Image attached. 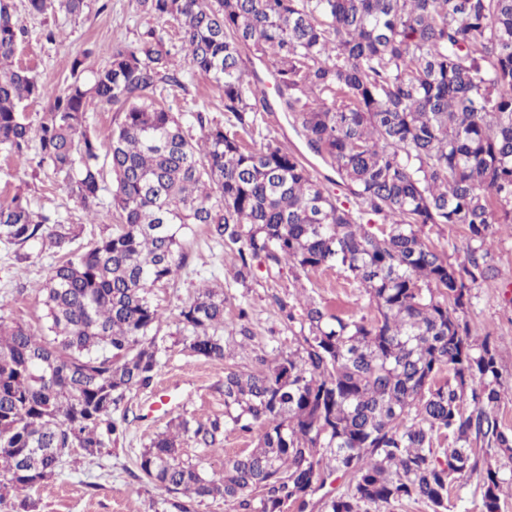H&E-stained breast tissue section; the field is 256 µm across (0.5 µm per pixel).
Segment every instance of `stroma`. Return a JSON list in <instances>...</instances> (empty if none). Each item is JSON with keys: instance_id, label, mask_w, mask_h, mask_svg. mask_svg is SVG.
Instances as JSON below:
<instances>
[{"instance_id": "obj_1", "label": "stroma", "mask_w": 512, "mask_h": 512, "mask_svg": "<svg viewBox=\"0 0 512 512\" xmlns=\"http://www.w3.org/2000/svg\"><path fill=\"white\" fill-rule=\"evenodd\" d=\"M11 3L21 32L15 62L51 87L69 80L71 60L85 49H93L88 64L96 67L104 61V48L135 45L147 26H154L165 38L175 36L172 23L143 17L136 0H87L83 14L77 17L60 13L34 15L27 8V0ZM49 30L55 33L51 42L45 38ZM165 96L171 112L180 116L202 110L215 122L223 124L228 120L221 90L204 77L187 78L184 87L168 89ZM254 138L277 142L300 153L314 178L329 184L331 192L343 199L348 208H355L354 199L345 187L333 184V170L307 148L287 113H259ZM18 192L28 199L32 209L58 213L66 223L81 227L78 243L82 246L116 222L105 205L99 207L96 217H89L50 175L37 169L34 152L10 156L0 152V201ZM182 243L188 255L187 266L168 284L153 291V299L165 311L167 321L160 330L164 348L152 386L128 394L116 411L115 417L126 433L113 444L111 453L91 463L73 456L53 479L31 490L38 512H173L167 494L139 479L136 462L151 440L178 418L203 422L223 416L220 388L225 372L251 369L261 357L271 360L288 354L292 333L272 307V295L290 300L302 287L317 303L331 310L357 317L375 314L365 289L340 268L300 275L286 269L270 274L260 268L254 279L242 286L233 282L229 274L234 262L232 254L215 246L205 226L190 225ZM15 251V246L0 241V319L8 324L22 323L41 335L46 331L47 319L39 287L56 255L48 250L20 263ZM491 263L496 274L474 286L467 319L473 335L492 333L502 379L505 385L512 386V235L504 233L495 238ZM205 281L223 287L226 318H234L237 306L243 305L252 319L253 338L245 341L225 335V357L220 362L192 355L174 334V319L180 307Z\"/></svg>"}]
</instances>
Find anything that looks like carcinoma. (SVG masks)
<instances>
[{"label": "carcinoma", "mask_w": 512, "mask_h": 512, "mask_svg": "<svg viewBox=\"0 0 512 512\" xmlns=\"http://www.w3.org/2000/svg\"><path fill=\"white\" fill-rule=\"evenodd\" d=\"M141 14L171 20L180 54L146 28L135 46L87 49L71 81L49 89L14 65L17 26L0 0V150L36 143L39 167L97 214L105 173L119 224L75 248L81 230L36 212L16 194L0 202V240L53 249L63 260L42 285L49 335L0 323V502L36 512L25 491L51 479L78 448L92 462L125 429L113 414L158 374L162 309L153 288L187 264L191 224L234 255L232 279L255 270L340 267L374 317L332 313L310 298L274 303L299 331L296 350L249 372L224 375V416L250 450L208 472L183 459L182 438L213 455L226 422L181 418L137 460L141 478L171 496L175 512L197 499L240 512L304 509L337 473L351 489L328 512H371L403 499L449 512L448 489L477 474L484 512H500L512 432L498 408L501 382L491 333L471 335V289L493 274L491 246L512 233V0H137ZM86 0H28L31 12L77 17ZM271 67L277 99L246 66L243 49ZM224 91L230 127L191 113L200 141L157 93L181 73ZM49 99L34 125L26 100ZM116 109L109 151L88 125L91 104ZM280 106L357 200L352 211L318 182L301 155L247 145L257 113ZM429 224H460L466 258L427 242ZM224 289L204 285L177 316L194 355L224 360V329L250 340L247 308L224 321ZM301 306V318L295 317ZM448 439L444 457L434 440Z\"/></svg>", "instance_id": "cac0c4a2"}]
</instances>
